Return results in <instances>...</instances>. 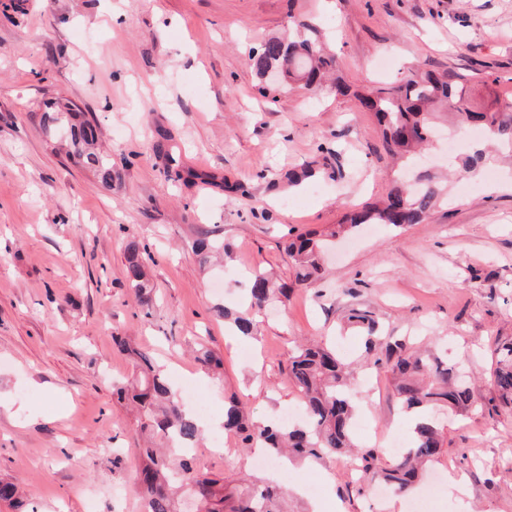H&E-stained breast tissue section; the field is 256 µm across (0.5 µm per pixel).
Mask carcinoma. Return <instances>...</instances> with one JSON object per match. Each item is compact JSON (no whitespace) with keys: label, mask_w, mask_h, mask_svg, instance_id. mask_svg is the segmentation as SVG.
Returning <instances> with one entry per match:
<instances>
[{"label":"carcinoma","mask_w":512,"mask_h":512,"mask_svg":"<svg viewBox=\"0 0 512 512\" xmlns=\"http://www.w3.org/2000/svg\"><path fill=\"white\" fill-rule=\"evenodd\" d=\"M297 27L303 30L297 37L286 42L271 38L252 51L251 66L260 77L272 66L280 69L279 89L324 90V80L339 68V59L323 50L312 25L302 20ZM358 101L383 127L384 147L392 155L405 157L431 144L438 108L448 110L453 133L462 135L477 125L491 143L512 149V101L495 97L479 109L472 102L468 80L455 73L409 69L395 84L370 88L358 95ZM53 106L54 113L32 112L30 118L38 122L50 141L58 130L65 129L69 158L96 176L104 188H112V160L96 151L95 121L84 117L69 100L60 99ZM484 161L485 150L476 149L465 158L462 170L475 174ZM403 191L404 184L394 181L382 205L347 214L327 238L304 233L291 239L286 251L294 264L296 282L308 285L322 275L321 255L330 239L341 233L363 224L400 227L422 223L438 195L436 186L427 182L406 196ZM227 249L224 240L212 237L206 229L199 231L193 244L195 259L203 268ZM125 271L138 303L149 307L152 285L145 271V248L137 241L127 245ZM281 297L288 298V286L263 272H254L248 283L247 313L233 314L221 304L215 305L214 311L239 334L252 336L267 303ZM348 321L364 333L367 349L381 345L379 322L371 315L355 312ZM113 341L129 355L132 365V377L114 383L113 394L118 401L135 406L137 431L145 436L138 448L137 471L144 512H183L186 496L195 501L196 512H284L282 504L288 491L273 482L250 474L226 482L222 477L195 472L185 449L197 446L200 420L185 408L181 395L156 370L147 353L131 347L122 337ZM493 355L487 381L495 395L486 399L459 367L438 360L429 363L402 341L386 344L373 367L391 376L404 409L423 413L414 426L411 444L389 462L384 461L380 449L360 448L354 443L352 418L360 407L357 387L336 349L322 344H297L288 353V377L300 393L303 419L288 426L278 420L256 424L232 399L224 406V431L235 435L243 448H259L273 457L291 454L308 462L326 456L343 457L352 448L359 471L354 481L357 490L381 480L405 493L419 478V468L438 462L443 453L444 436L429 411L446 408L460 415L487 411L512 417V339L499 344ZM196 359L206 371L223 374L219 352L202 345ZM18 499L17 485L0 480V504L13 507Z\"/></svg>","instance_id":"carcinoma-1"}]
</instances>
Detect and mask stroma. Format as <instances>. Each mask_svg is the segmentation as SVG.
<instances>
[{"instance_id": "35a3bbf8", "label": "stroma", "mask_w": 512, "mask_h": 512, "mask_svg": "<svg viewBox=\"0 0 512 512\" xmlns=\"http://www.w3.org/2000/svg\"><path fill=\"white\" fill-rule=\"evenodd\" d=\"M313 22L339 56L349 95L269 91L249 51ZM455 72L512 98V0H0V478L25 512H140L138 442L112 383L130 376L112 339L153 353L176 389L193 384L216 407L236 395L256 420L297 405L286 359L294 340H334L359 357L352 311L385 335L483 375L496 340L512 338V162L490 156L454 175L435 140L399 165L355 92L410 68ZM63 96L98 123L112 186L52 152L30 110ZM315 175L291 187L303 166ZM438 177L422 223L369 224L338 240L322 280L294 285L289 236L335 229L384 197L399 169ZM233 253L201 270L200 229ZM148 252L149 310L126 278L125 248ZM292 283L256 338L225 330L212 308L239 310L252 271ZM219 350L224 374L203 373L193 343ZM356 417L359 446L412 438L385 373ZM447 436L426 477L435 512H512V419L437 411ZM199 448L197 468L253 472L228 437ZM295 512H409L410 496L378 500L349 487L344 461L289 464Z\"/></svg>"}]
</instances>
